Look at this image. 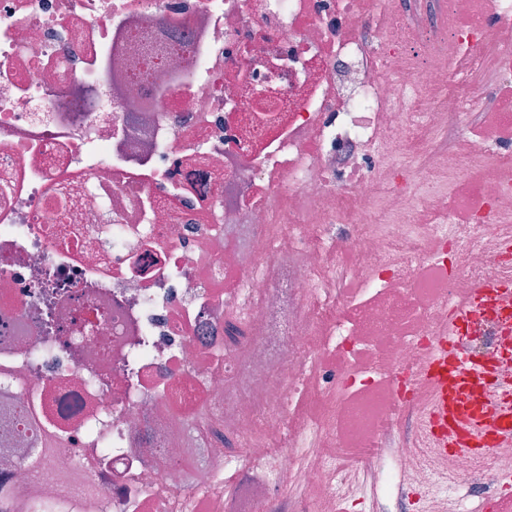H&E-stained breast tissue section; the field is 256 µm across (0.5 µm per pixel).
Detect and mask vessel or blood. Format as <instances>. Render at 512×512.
Returning a JSON list of instances; mask_svg holds the SVG:
<instances>
[{
	"mask_svg": "<svg viewBox=\"0 0 512 512\" xmlns=\"http://www.w3.org/2000/svg\"><path fill=\"white\" fill-rule=\"evenodd\" d=\"M495 318L512 336V268L497 281L478 284L448 312V327L432 353L419 356L415 369L430 392L425 436L432 462L491 460L512 446V376L503 367L472 357L458 343L478 318ZM497 486L483 498L481 512H512V472L490 474Z\"/></svg>",
	"mask_w": 512,
	"mask_h": 512,
	"instance_id": "b4317fda",
	"label": "vessel or blood"
}]
</instances>
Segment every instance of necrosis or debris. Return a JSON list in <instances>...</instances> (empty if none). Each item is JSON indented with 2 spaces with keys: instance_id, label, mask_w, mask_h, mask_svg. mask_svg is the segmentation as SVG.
I'll use <instances>...</instances> for the list:
<instances>
[{
  "instance_id": "4bbe7bcc",
  "label": "necrosis or debris",
  "mask_w": 512,
  "mask_h": 512,
  "mask_svg": "<svg viewBox=\"0 0 512 512\" xmlns=\"http://www.w3.org/2000/svg\"><path fill=\"white\" fill-rule=\"evenodd\" d=\"M511 87L512 0H0V512L88 488L98 512H262L320 472L341 489L322 451L346 390L316 351L427 349L500 277L512 138L435 136ZM353 297L359 320L337 317ZM314 391L326 412L292 426ZM493 469L453 463L424 495Z\"/></svg>"
}]
</instances>
